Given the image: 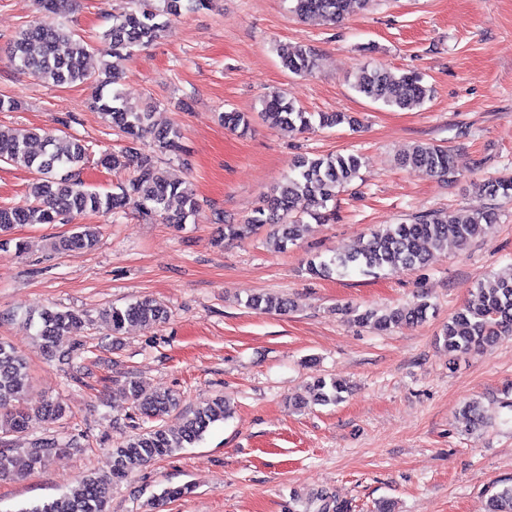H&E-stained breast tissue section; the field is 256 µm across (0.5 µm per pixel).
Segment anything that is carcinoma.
<instances>
[{
  "label": "carcinoma",
  "mask_w": 512,
  "mask_h": 512,
  "mask_svg": "<svg viewBox=\"0 0 512 512\" xmlns=\"http://www.w3.org/2000/svg\"><path fill=\"white\" fill-rule=\"evenodd\" d=\"M191 9H203L211 0H163L158 9L151 0H127L132 8H121L113 15L112 26L102 35L104 44L103 78L89 73L85 60L93 45L84 37L66 28L57 20L68 8L69 0H39L45 19L22 30L12 41V57L20 69L44 83L54 86L89 83L95 87L94 107L107 116L112 125L123 132L130 145L119 152L109 153L101 160L107 166L131 165L135 169L129 182L118 193H101L79 178L87 160V148L82 141L65 134H40L38 129L15 132L0 130V161L27 168L36 174L30 184L27 201L22 205H0V231L7 232L17 224H55L85 214L117 215L133 208L146 217H157L165 224L182 225L198 214L199 203L193 192L167 180L158 165L156 154L173 153L178 149L180 130L165 126L155 130L151 150L135 147L145 127L151 125L153 112L136 108L124 100L119 90L112 88L125 62L134 49L160 39L170 16L181 13L183 2ZM291 12L300 18L318 16L333 24L353 10H364L370 0H291ZM279 54L285 68L295 74L306 73L314 65L313 50L303 44L284 45ZM353 88L362 96L387 107L406 109L424 102L431 87L421 74L408 72L395 78L382 67H362ZM262 116L271 125L288 131L334 127L344 122L354 125L357 118L343 112H304L281 94H271L263 100ZM401 166L414 172L437 176L456 173L457 160L446 148L424 143L402 156ZM362 162L354 153L327 154L316 157L301 155L285 181L273 188L267 197V209L255 210L245 224L224 225V236L240 238L266 225L276 224V245L285 250L302 236L305 228L301 217L294 215V203L306 197L311 204L309 216L328 221L332 213L327 202L348 187L358 176ZM482 190L491 197L512 198V175L490 178ZM180 202L171 210L172 201ZM498 211L491 207L462 218H445L437 212L414 219L409 224H390L375 231L360 248L328 262H310L313 276H328L336 271L357 269L364 275L378 271H399L426 266L432 251L448 243L459 245L479 234L483 225L497 221ZM98 242L92 224H81L77 231L62 237L55 248L65 252L90 250ZM247 305L256 310H288V301L254 296ZM431 305L422 301L384 314L365 311L356 316L360 325L377 331L395 326L411 325L427 319ZM168 317L166 307L155 300L144 299L124 307H113L103 314L113 336H118L128 323L151 328ZM37 337L45 354L61 364L70 365L85 353L84 344L75 341L61 349L63 339L79 332L85 320L76 311L43 309L38 317ZM512 335V273L498 278L489 286L481 285L471 299L451 318L445 331V344L452 355L478 351L502 336ZM29 387V372L25 359L7 341L0 339V440L14 433L28 431L38 421H55L65 417L67 410L59 402H48L35 412L22 405ZM344 382L318 377L310 384L309 398L294 404L297 409L309 405H327L342 400ZM123 394L131 404L129 418L154 421L156 425L141 429L121 446L112 449V472L104 478L90 476L82 489L63 494L24 512H107L112 488L133 472L173 455L203 439L215 423L230 414V406L222 396L208 399L189 410L182 426L170 430L159 421L179 405L170 390H151L140 381L129 379ZM78 448L75 440L39 438L26 452L25 466L29 471L44 468L58 448ZM193 491L190 484L168 487L157 497V507ZM488 512H512V485L494 492L488 500Z\"/></svg>",
  "instance_id": "1"
}]
</instances>
